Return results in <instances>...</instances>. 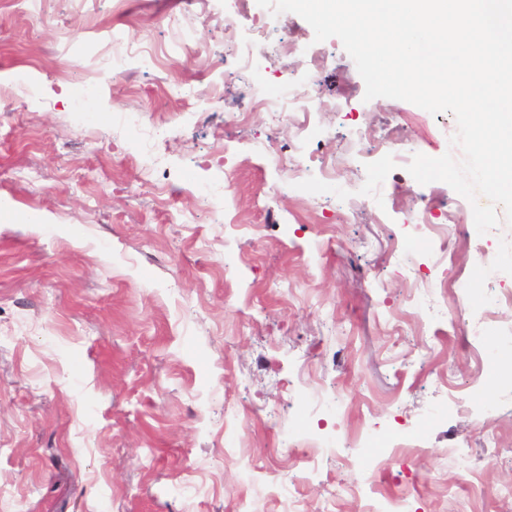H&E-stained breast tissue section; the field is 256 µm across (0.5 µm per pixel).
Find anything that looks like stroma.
I'll list each match as a JSON object with an SVG mask.
<instances>
[{
    "label": "stroma",
    "mask_w": 512,
    "mask_h": 512,
    "mask_svg": "<svg viewBox=\"0 0 512 512\" xmlns=\"http://www.w3.org/2000/svg\"><path fill=\"white\" fill-rule=\"evenodd\" d=\"M113 29L162 64L103 76ZM283 83L320 108L250 110ZM364 95L339 38L257 0H0V512H512V224L408 173L461 158L452 113ZM302 154L337 183L284 178Z\"/></svg>",
    "instance_id": "35a3bbf8"
}]
</instances>
